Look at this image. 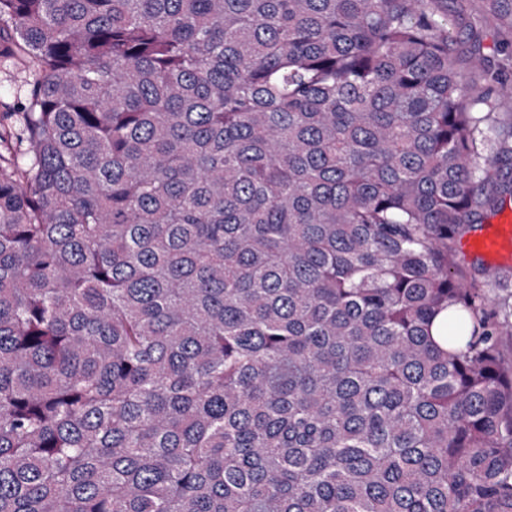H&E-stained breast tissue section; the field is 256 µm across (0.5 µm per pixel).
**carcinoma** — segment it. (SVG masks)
<instances>
[{"instance_id": "cac0c4a2", "label": "carcinoma", "mask_w": 512, "mask_h": 512, "mask_svg": "<svg viewBox=\"0 0 512 512\" xmlns=\"http://www.w3.org/2000/svg\"><path fill=\"white\" fill-rule=\"evenodd\" d=\"M435 2L0 0V512H512ZM32 76L20 65L0 66V114L19 112L26 102Z\"/></svg>"}]
</instances>
